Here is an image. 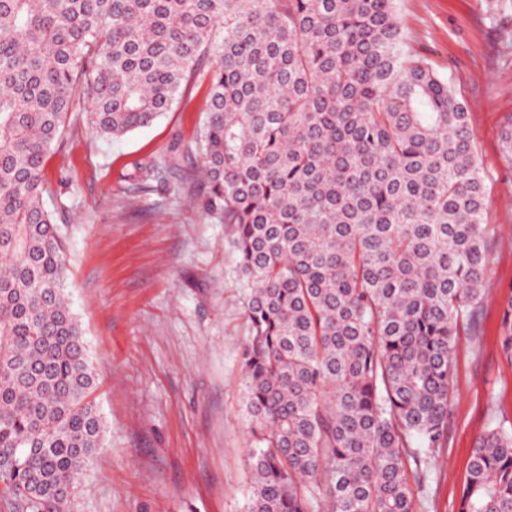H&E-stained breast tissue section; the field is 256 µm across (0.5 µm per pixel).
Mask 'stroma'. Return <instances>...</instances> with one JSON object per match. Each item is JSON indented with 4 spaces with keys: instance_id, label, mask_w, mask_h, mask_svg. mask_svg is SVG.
Instances as JSON below:
<instances>
[{
    "instance_id": "stroma-1",
    "label": "stroma",
    "mask_w": 512,
    "mask_h": 512,
    "mask_svg": "<svg viewBox=\"0 0 512 512\" xmlns=\"http://www.w3.org/2000/svg\"><path fill=\"white\" fill-rule=\"evenodd\" d=\"M412 54L428 59L470 112L496 230L481 336L460 330L448 448L425 505L458 512L476 440L512 417V363L500 348L512 289V176L499 132L512 116V0H397ZM189 86L152 125L112 140L87 121L50 152L46 207L65 244L66 288L97 386L101 444L77 480L79 512H248L249 425L241 354L249 336L232 230L175 187L141 183L136 165L188 146L204 114Z\"/></svg>"
}]
</instances>
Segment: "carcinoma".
<instances>
[{
  "mask_svg": "<svg viewBox=\"0 0 512 512\" xmlns=\"http://www.w3.org/2000/svg\"><path fill=\"white\" fill-rule=\"evenodd\" d=\"M191 80L199 205L233 225L246 289L249 512H421L492 229L467 106L408 52L395 0H0V501L72 512L102 433L47 155L75 100L121 138ZM499 144L512 175V116ZM459 512H512L508 420Z\"/></svg>",
  "mask_w": 512,
  "mask_h": 512,
  "instance_id": "obj_1",
  "label": "carcinoma"
}]
</instances>
